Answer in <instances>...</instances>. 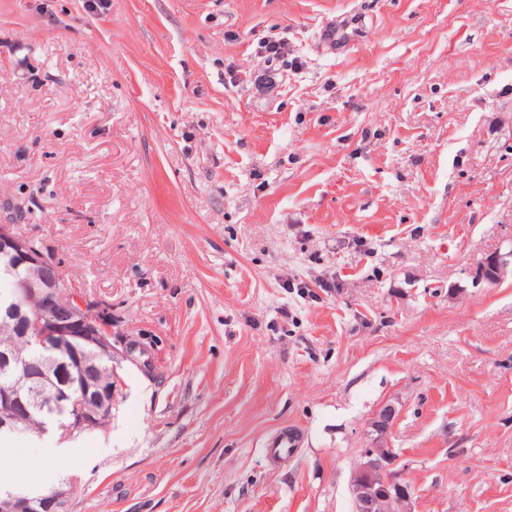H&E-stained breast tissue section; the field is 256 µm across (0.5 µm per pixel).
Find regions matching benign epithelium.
I'll list each match as a JSON object with an SVG mask.
<instances>
[{"mask_svg": "<svg viewBox=\"0 0 512 512\" xmlns=\"http://www.w3.org/2000/svg\"><path fill=\"white\" fill-rule=\"evenodd\" d=\"M508 265L504 257L493 253L475 273V281L491 284L507 273ZM0 266L7 272L25 270V277L11 289L14 301L0 313V330L33 331L43 346L62 356L60 362L35 365L6 352L0 355L6 365H22L21 378L0 387V411H5L0 415V434L47 433L46 424L33 413L44 400L67 407L58 427L61 438L96 430L112 411L109 391L98 380L101 358L112 357V319L104 315V305L86 300L75 285L50 275L48 270L55 269L51 256L20 234L13 220L0 219ZM30 377L48 387L39 391L27 387L24 380ZM394 415L395 408L388 404L371 422L374 438L351 480L356 512H405L411 497L410 486L388 473L393 453L386 436ZM64 496L63 490L0 492V512H59Z\"/></svg>", "mask_w": 512, "mask_h": 512, "instance_id": "7a95c632", "label": "benign epithelium"}]
</instances>
